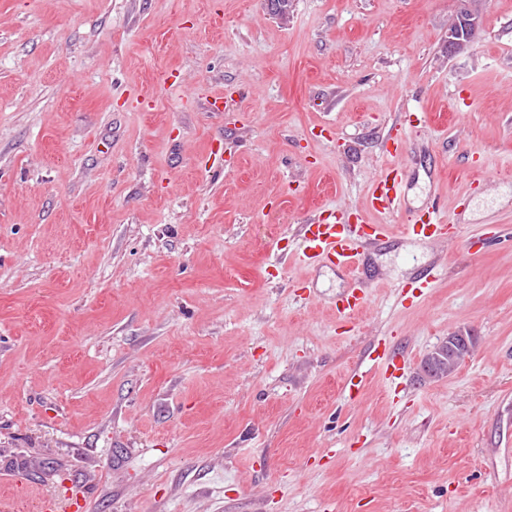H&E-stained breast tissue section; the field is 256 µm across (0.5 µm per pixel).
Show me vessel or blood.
<instances>
[{"label": "vessel or blood", "instance_id": "obj_1", "mask_svg": "<svg viewBox=\"0 0 512 512\" xmlns=\"http://www.w3.org/2000/svg\"><path fill=\"white\" fill-rule=\"evenodd\" d=\"M408 189L406 167L386 169L375 179L369 191L371 208L381 214L392 215L403 208ZM407 237L422 245L440 239L446 233L439 207H431L416 216L414 223L405 227ZM297 235L302 243V262L331 264L356 272L365 247L385 242L382 225L359 222L348 223L344 218L325 223L313 220L299 225Z\"/></svg>", "mask_w": 512, "mask_h": 512}]
</instances>
